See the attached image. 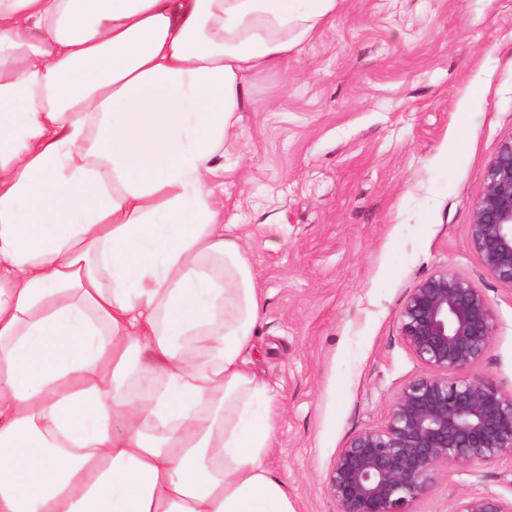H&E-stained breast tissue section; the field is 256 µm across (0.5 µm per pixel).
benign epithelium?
<instances>
[{"instance_id":"benign-epithelium-1","label":"benign epithelium","mask_w":512,"mask_h":512,"mask_svg":"<svg viewBox=\"0 0 512 512\" xmlns=\"http://www.w3.org/2000/svg\"><path fill=\"white\" fill-rule=\"evenodd\" d=\"M468 244L512 289V137L488 164ZM399 319L426 372L397 393L383 426L337 452L327 491L338 512H412L441 468L512 457V389L474 373L494 333L486 296L468 277L440 271L414 288ZM454 512H512V498L474 494Z\"/></svg>"}]
</instances>
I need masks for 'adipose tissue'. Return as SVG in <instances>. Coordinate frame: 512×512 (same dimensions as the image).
Instances as JSON below:
<instances>
[{"mask_svg":"<svg viewBox=\"0 0 512 512\" xmlns=\"http://www.w3.org/2000/svg\"><path fill=\"white\" fill-rule=\"evenodd\" d=\"M339 0H0V512H297L211 188Z\"/></svg>","mask_w":512,"mask_h":512,"instance_id":"1","label":"adipose tissue"}]
</instances>
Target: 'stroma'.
<instances>
[{"instance_id":"obj_1","label":"stroma","mask_w":512,"mask_h":512,"mask_svg":"<svg viewBox=\"0 0 512 512\" xmlns=\"http://www.w3.org/2000/svg\"><path fill=\"white\" fill-rule=\"evenodd\" d=\"M214 181L262 290L252 368L273 387L267 458L298 512H337L340 448L383 426L424 365L402 339L413 289L443 270L488 299L479 372L512 387V289L468 246L486 168L512 136V0H340L287 63L252 75ZM512 494V458L440 470L413 512Z\"/></svg>"}]
</instances>
